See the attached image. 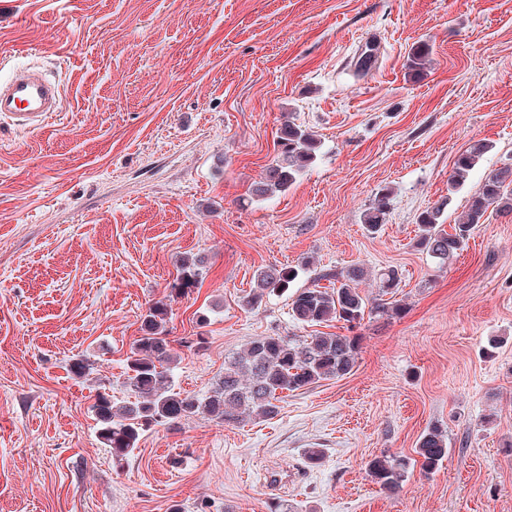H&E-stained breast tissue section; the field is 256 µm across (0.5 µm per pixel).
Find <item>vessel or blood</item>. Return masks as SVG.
I'll list each match as a JSON object with an SVG mask.
<instances>
[{"instance_id":"b4317fda","label":"vessel or blood","mask_w":512,"mask_h":512,"mask_svg":"<svg viewBox=\"0 0 512 512\" xmlns=\"http://www.w3.org/2000/svg\"><path fill=\"white\" fill-rule=\"evenodd\" d=\"M59 82L37 67H26L0 81V117L20 130L42 127L61 108Z\"/></svg>"}]
</instances>
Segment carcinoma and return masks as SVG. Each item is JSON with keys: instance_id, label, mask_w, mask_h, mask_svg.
<instances>
[{"instance_id": "cac0c4a2", "label": "carcinoma", "mask_w": 512, "mask_h": 512, "mask_svg": "<svg viewBox=\"0 0 512 512\" xmlns=\"http://www.w3.org/2000/svg\"><path fill=\"white\" fill-rule=\"evenodd\" d=\"M429 54L430 48L425 44L413 48L407 56L409 72L422 74ZM375 64V54L366 48L357 55L354 67L357 72L365 73ZM279 147V155L253 186L252 197L268 199L286 191L316 159L319 142L307 129L288 120L281 128ZM489 150V144L477 142L459 154L448 177V192L462 185ZM387 205L388 195L378 192L363 214V224L369 232H378L385 223ZM446 206L444 200L418 217L417 246L442 265L455 257L476 226L486 222L489 213H512V165L495 169L485 177L450 232L443 221ZM205 263L202 255L182 257L166 294L152 303L143 316L142 335L135 340L126 359L127 384L135 400L119 404L104 387L91 406L99 440L111 449L112 458L118 462L134 454L142 434L152 426H175L194 419L235 425L252 417H268L277 413L280 394L343 377L355 365L358 350L355 336L330 333L304 340L260 336L248 342L236 357L224 362L223 375L206 395L200 397L175 390L171 380L174 356L167 329L172 302L196 287ZM297 276L298 271L288 266L260 268L255 276V288L244 300L245 306L253 308L266 296L288 291ZM367 276V269L360 264L320 275L334 287L315 286L293 292L289 297L290 315L302 324L343 321L352 330L361 324L367 312L398 314L399 305L387 307L372 303L361 294L358 285ZM398 284L395 271L378 274L379 293L393 295ZM415 454L423 472L438 469L448 456L447 437L439 428H430L419 437ZM407 466L408 462L401 457L383 452L368 462L367 469L382 489L395 492L403 482Z\"/></svg>"}]
</instances>
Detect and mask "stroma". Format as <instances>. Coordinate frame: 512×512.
<instances>
[{
  "label": "stroma",
  "instance_id": "stroma-1",
  "mask_svg": "<svg viewBox=\"0 0 512 512\" xmlns=\"http://www.w3.org/2000/svg\"><path fill=\"white\" fill-rule=\"evenodd\" d=\"M369 43L377 64L356 75ZM418 43L432 62L415 78ZM28 66L63 104L31 132L0 119V512H512V214L451 264L416 246L422 211L446 202L453 226L512 164V0H0V79ZM288 120L317 157L255 200ZM478 141L490 151L449 192ZM383 189L372 235L363 213ZM189 253L207 264L172 304L184 392L207 394L255 337L344 333L296 323L284 295L244 307L261 267L293 266L310 288L361 264L372 298L393 269L402 310L365 318L352 372L287 393L276 416L156 425L113 462L96 389L128 399L142 316ZM435 426L439 469L381 490L367 462L413 457ZM490 148L488 143L477 142L459 154L454 163L453 171L448 177L449 192H454L462 185L469 172L474 169Z\"/></svg>",
  "mask_w": 512,
  "mask_h": 512
}]
</instances>
